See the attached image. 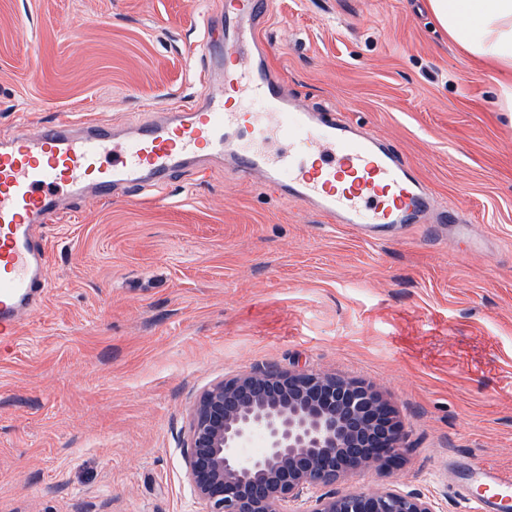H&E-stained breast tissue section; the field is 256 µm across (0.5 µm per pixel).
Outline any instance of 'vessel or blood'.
Returning a JSON list of instances; mask_svg holds the SVG:
<instances>
[{
	"label": "vessel or blood",
	"instance_id": "vessel-or-blood-1",
	"mask_svg": "<svg viewBox=\"0 0 512 512\" xmlns=\"http://www.w3.org/2000/svg\"><path fill=\"white\" fill-rule=\"evenodd\" d=\"M268 14V0H224L220 20L232 36L218 55L201 44L208 91L191 107L122 131L64 114L0 139V342L45 301L41 230L67 197L156 187L166 175L217 158L363 240L388 241L404 225L432 224L441 229L438 242L467 239L482 252L470 225L449 219L397 150L288 95L256 55ZM454 488L477 512H512V476L497 469H481Z\"/></svg>",
	"mask_w": 512,
	"mask_h": 512
}]
</instances>
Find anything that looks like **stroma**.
<instances>
[{
	"instance_id": "obj_1",
	"label": "stroma",
	"mask_w": 512,
	"mask_h": 512,
	"mask_svg": "<svg viewBox=\"0 0 512 512\" xmlns=\"http://www.w3.org/2000/svg\"><path fill=\"white\" fill-rule=\"evenodd\" d=\"M223 4L0 0V133L193 104L200 17ZM263 40L291 97L392 145L487 250L422 224L369 246L220 162L150 196L68 199L47 303L0 345V512H205L191 410L263 370L368 386L404 427L396 461L324 495L470 512L449 472H512V74L450 42L427 0H272Z\"/></svg>"
}]
</instances>
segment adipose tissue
I'll use <instances>...</instances> for the list:
<instances>
[{
    "label": "adipose tissue",
    "instance_id": "ef3b65f1",
    "mask_svg": "<svg viewBox=\"0 0 512 512\" xmlns=\"http://www.w3.org/2000/svg\"><path fill=\"white\" fill-rule=\"evenodd\" d=\"M428 5L468 55L512 69V0H428Z\"/></svg>",
    "mask_w": 512,
    "mask_h": 512
}]
</instances>
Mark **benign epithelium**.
I'll use <instances>...</instances> for the list:
<instances>
[{
	"label": "benign epithelium",
	"mask_w": 512,
	"mask_h": 512,
	"mask_svg": "<svg viewBox=\"0 0 512 512\" xmlns=\"http://www.w3.org/2000/svg\"><path fill=\"white\" fill-rule=\"evenodd\" d=\"M265 440L253 456L240 448ZM408 448L368 387L313 371H266L221 382L199 398L185 463L208 512H290L286 504ZM311 512H434L395 489L320 496Z\"/></svg>",
	"instance_id": "1"
}]
</instances>
